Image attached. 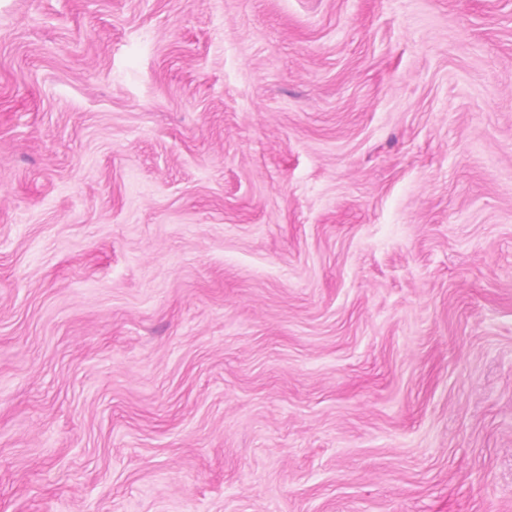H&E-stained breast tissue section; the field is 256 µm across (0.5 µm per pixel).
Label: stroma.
<instances>
[{"label":"stroma","mask_w":512,"mask_h":512,"mask_svg":"<svg viewBox=\"0 0 512 512\" xmlns=\"http://www.w3.org/2000/svg\"><path fill=\"white\" fill-rule=\"evenodd\" d=\"M0 512H512V0H0Z\"/></svg>","instance_id":"1"}]
</instances>
